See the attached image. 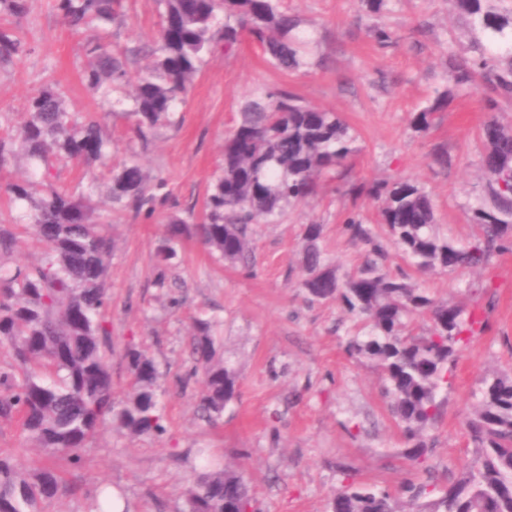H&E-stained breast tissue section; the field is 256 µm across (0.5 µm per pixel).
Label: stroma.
<instances>
[{
	"mask_svg": "<svg viewBox=\"0 0 512 512\" xmlns=\"http://www.w3.org/2000/svg\"><path fill=\"white\" fill-rule=\"evenodd\" d=\"M310 41L309 64L288 75L273 68L250 41L231 54L207 57L187 95L179 127L158 129L149 144L133 134L121 112L82 82L85 35L68 27L53 0H28L22 19L0 16V28L27 42V54L0 67V112L21 123L29 98L52 83L68 111L107 113L112 160L138 156L149 180L164 179L167 204L152 217L112 211L107 170L100 162L57 167L58 185L89 195L94 214L111 215L104 233L112 241L108 271L112 377L124 393L128 376L121 354L128 341L144 342L161 372L166 406L161 436L128 437L104 425L80 465L56 459L69 485L53 512H87L102 486L120 490L130 512H182L190 460L206 448L242 469L256 512H326L342 484L337 465L349 463L358 480L390 490L434 478L446 484L472 460L465 422L486 375L512 368V253L493 256L483 268L418 274L414 282L436 297L479 309L486 324L459 352L443 391V415L431 432L426 468L402 454L400 428L388 409L378 371L366 358L343 350L352 320L333 303H308L299 286L300 229L323 227L322 248L339 275L355 271L366 248L342 231L349 212L377 225L379 204L353 200V185L410 181L432 197L438 232L466 244L477 239L472 222L485 183L480 129L486 117L482 92L458 93L435 116L429 131L411 127L453 83L449 53L466 57L480 31L466 29L448 0H389L367 15L359 0H283ZM155 0H123L122 15L108 25L115 47L157 49ZM395 34L379 47L369 29ZM266 88H286L307 104L338 113L356 137L346 180L288 206L277 224L252 227V262L233 267L215 261L196 241H186L180 263L159 271L154 253L169 215L186 216L202 205L223 166L224 138L245 102ZM165 273L168 289L155 288ZM221 324L224 355L239 368L238 402L218 425L198 413L201 376L190 375L192 319ZM0 453L30 467L45 453L9 421L0 419Z\"/></svg>",
	"mask_w": 512,
	"mask_h": 512,
	"instance_id": "obj_1",
	"label": "stroma"
}]
</instances>
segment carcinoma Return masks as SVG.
<instances>
[{
  "label": "carcinoma",
  "instance_id": "carcinoma-1",
  "mask_svg": "<svg viewBox=\"0 0 512 512\" xmlns=\"http://www.w3.org/2000/svg\"><path fill=\"white\" fill-rule=\"evenodd\" d=\"M503 7L485 0H450L452 10L492 38L512 29V0ZM159 53L144 72L130 69L143 48L112 50L102 24L120 15L121 0H55L64 22L86 33L85 86L124 106L135 135L146 140L163 126L181 124L180 108L206 58L217 48L232 53L247 38L272 66L295 72L303 65L297 20L280 0H159ZM27 0H0V13L16 19ZM224 24L215 25L217 13ZM26 43L0 30V65L25 55ZM457 88L487 94L482 134L485 202L474 212L483 236L459 247L435 230L430 196L408 181H377L362 194L381 202L386 234L408 266L421 274L483 267L495 254L512 252V127L498 120L499 100H512V51L479 48L472 61L448 55ZM452 91L414 114L413 128L427 131ZM355 137L334 112L308 105L287 89L261 91L250 99L233 133L224 140L221 175L203 200L199 222L171 215L156 252L160 270L172 266L183 240L192 238L230 264L249 263L251 225L274 224L285 209L313 196L322 181L341 179L355 152ZM44 164L0 190L23 206L22 220L44 244V260L13 265V232L0 224V346L12 362L0 369V418L15 421L35 444L77 463L101 427L109 422L127 436L164 432L161 373L144 344L130 341L123 359L129 388L117 398L112 381V331L105 320L112 242L92 219L87 197L53 183L49 163H82L104 156L112 141L98 119H78L58 89L44 86L27 103L23 124L0 135V169L16 148ZM112 207L153 216L169 199L166 182L150 183L135 157L112 170ZM347 237L369 248V259L343 277L320 247L323 227H302L300 286L308 301L339 305L354 320L343 349L351 358L371 360L379 373L392 415L400 427L403 454L416 467L431 451L428 432L442 417V386L456 368L459 346L479 324L459 304L417 287L405 271H391L387 245L356 216L343 225ZM425 317L428 328L417 330ZM189 357L204 377L199 412L216 422L239 399L240 373L221 353L206 319L195 321ZM472 463L446 486L412 485L414 512H512V373L482 380L480 400L465 425ZM186 487L185 512H251L253 496L237 468L202 458ZM329 512H406L384 489L357 480L345 468ZM67 485L51 462L29 468L0 456V512H46Z\"/></svg>",
  "mask_w": 512,
  "mask_h": 512
}]
</instances>
